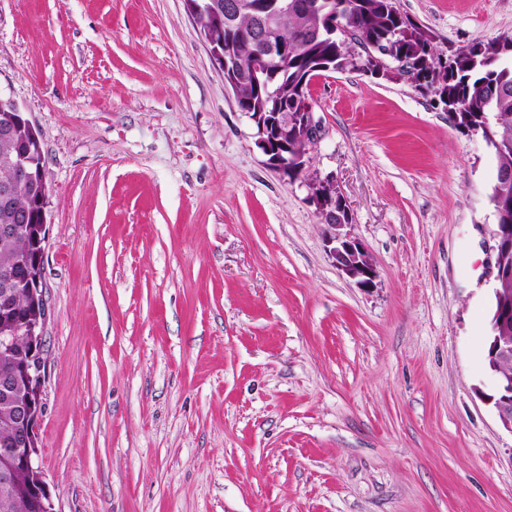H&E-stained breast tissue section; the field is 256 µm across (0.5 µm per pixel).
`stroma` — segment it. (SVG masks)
I'll return each instance as SVG.
<instances>
[{
	"label": "stroma",
	"mask_w": 512,
	"mask_h": 512,
	"mask_svg": "<svg viewBox=\"0 0 512 512\" xmlns=\"http://www.w3.org/2000/svg\"><path fill=\"white\" fill-rule=\"evenodd\" d=\"M445 53L512 0H398ZM376 269L337 270L183 0H0L48 185L40 464L55 512H512L486 402L496 158L404 81L310 85Z\"/></svg>",
	"instance_id": "stroma-1"
}]
</instances>
